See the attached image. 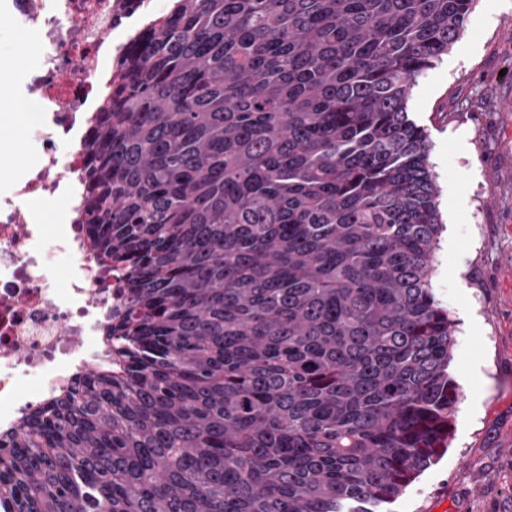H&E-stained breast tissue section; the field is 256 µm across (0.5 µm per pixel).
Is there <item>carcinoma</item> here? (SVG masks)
<instances>
[{"label": "carcinoma", "mask_w": 512, "mask_h": 512, "mask_svg": "<svg viewBox=\"0 0 512 512\" xmlns=\"http://www.w3.org/2000/svg\"><path fill=\"white\" fill-rule=\"evenodd\" d=\"M472 0H170L112 63L84 224L104 355L0 438V512H383L448 447L412 89Z\"/></svg>", "instance_id": "1"}]
</instances>
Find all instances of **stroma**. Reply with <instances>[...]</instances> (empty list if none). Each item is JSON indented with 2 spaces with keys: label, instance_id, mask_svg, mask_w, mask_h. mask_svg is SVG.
<instances>
[{
  "label": "stroma",
  "instance_id": "35a3bbf8",
  "mask_svg": "<svg viewBox=\"0 0 512 512\" xmlns=\"http://www.w3.org/2000/svg\"><path fill=\"white\" fill-rule=\"evenodd\" d=\"M39 53L0 16V186L32 159L17 88ZM410 115L440 185L433 288L455 322L461 394L447 448L390 512H512V0H473Z\"/></svg>",
  "mask_w": 512,
  "mask_h": 512
}]
</instances>
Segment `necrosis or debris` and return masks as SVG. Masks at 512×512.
<instances>
[{"label":"necrosis or debris","mask_w":512,"mask_h":512,"mask_svg":"<svg viewBox=\"0 0 512 512\" xmlns=\"http://www.w3.org/2000/svg\"><path fill=\"white\" fill-rule=\"evenodd\" d=\"M155 0H0V15L42 45L22 99L33 104V163L0 190V431L103 367L98 338L122 308L120 274L92 253L82 223L90 120L104 62L125 53L128 22ZM71 202L46 240L33 202Z\"/></svg>","instance_id":"obj_1"}]
</instances>
